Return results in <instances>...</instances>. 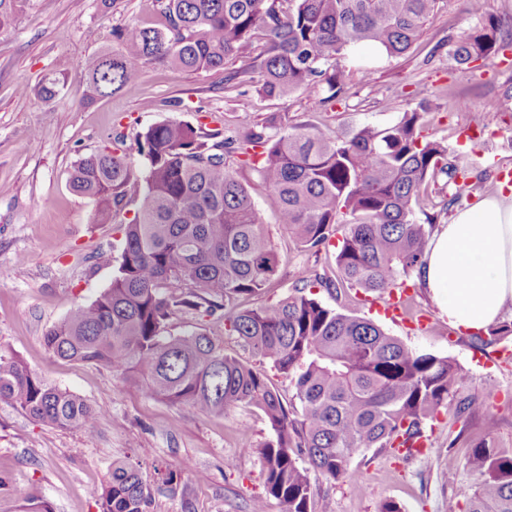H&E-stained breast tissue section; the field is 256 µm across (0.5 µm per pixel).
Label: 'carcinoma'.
<instances>
[{"mask_svg": "<svg viewBox=\"0 0 512 512\" xmlns=\"http://www.w3.org/2000/svg\"><path fill=\"white\" fill-rule=\"evenodd\" d=\"M29 0H0V30ZM439 0H157L162 27L132 25L112 32L121 46L85 70V95L99 100L138 81L149 64L174 70L223 71L240 54L247 65L224 76L271 98L320 87L332 100L347 91L348 52L372 44L389 56L411 49ZM500 48L489 22L466 34L453 57L467 65ZM379 129L365 125L346 137L314 127L282 128L268 118L211 145L190 125L165 120L138 136L140 172L126 154L104 149L77 162L73 191L88 197L103 219L139 200L121 225L123 249L112 282L95 300L79 304L45 336L56 357L103 364L142 391L204 413L237 406L262 411L273 434L259 452L266 494L286 512H317L308 471L339 481L358 454L392 447L400 436H429L440 407L456 399V413L482 411L448 357L415 350L373 321L323 305L305 289L317 285L384 294L422 266L432 228L415 210L429 184L443 174L449 203L468 179L448 147L422 135L428 99ZM258 165L273 195L278 223L304 252L326 247L342 224L336 280L304 268L303 287L259 308L243 307L277 275L282 258L260 224L255 203L226 157ZM224 311L225 331L294 381L285 400L265 373L201 331L173 336L177 311L213 316ZM0 400L38 422L85 432L96 412L13 358L0 355ZM484 412V411H482ZM485 435L470 444L466 465L475 483L448 498L450 512H512V447L496 443V418L484 412ZM99 512H150L152 494L138 467L112 466L109 483L94 492ZM0 512H50L21 486Z\"/></svg>", "mask_w": 512, "mask_h": 512, "instance_id": "obj_1", "label": "carcinoma"}]
</instances>
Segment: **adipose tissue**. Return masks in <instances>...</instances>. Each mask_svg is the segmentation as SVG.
Masks as SVG:
<instances>
[{
  "label": "adipose tissue",
  "mask_w": 512,
  "mask_h": 512,
  "mask_svg": "<svg viewBox=\"0 0 512 512\" xmlns=\"http://www.w3.org/2000/svg\"><path fill=\"white\" fill-rule=\"evenodd\" d=\"M420 277L454 326L494 324L512 303V198L492 195L458 211L430 240Z\"/></svg>",
  "instance_id": "1"
}]
</instances>
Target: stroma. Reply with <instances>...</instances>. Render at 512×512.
Segmentation results:
<instances>
[{"instance_id": "35a3bbf8", "label": "stroma", "mask_w": 512, "mask_h": 512, "mask_svg": "<svg viewBox=\"0 0 512 512\" xmlns=\"http://www.w3.org/2000/svg\"><path fill=\"white\" fill-rule=\"evenodd\" d=\"M491 19L499 24L504 49L457 65V40ZM163 22L157 0H114L107 9L99 0H30L14 25L0 30V355L22 359L98 412L90 431L75 433L42 425L0 401V472L12 484L30 488L50 512H99L92 491L108 484L116 460L140 468L152 490L150 512H252L254 500L265 497L259 447L272 434L256 409L206 414L149 397L107 366L64 361L48 351V329L110 285L121 261L118 229L138 208L130 203L110 222L97 223L94 202L69 188V173L80 158L111 146L118 135L134 141L163 120L239 132L275 114L286 128L311 124L326 133L386 128L416 108L414 92L424 87L430 101L427 138L443 141L449 157L469 164L459 205L449 204L440 177L422 197L425 213L450 223L457 209L500 193L497 171L512 170V0H439L407 54L391 57L372 45L355 48L346 62L349 93L330 103L319 87L271 99L253 88L225 86L220 72L158 65L146 66L135 85L112 97L86 101L82 67L114 47L113 30ZM51 78L59 81L58 93L45 103L35 90ZM459 99L465 108L456 107ZM465 127L483 131L484 140L461 142ZM229 166L249 189L283 257L271 287L252 298L251 306L291 294L302 267L333 274L335 247L317 254L297 251L287 227L276 220L273 198L258 172L235 159ZM406 281L414 288L407 313L429 316L427 330L410 335L386 319L382 328L411 348L453 359L469 378L467 395L496 412V442L512 446V362L498 359L500 348L512 350V337L500 345L476 344L470 331L449 323L416 274ZM167 330L205 332L227 353L262 365L283 396L294 392L290 378L260 364L236 337L225 334L221 318L178 311ZM484 430L482 415L465 421L447 405L427 461H401L373 448L352 461L341 481L310 471L311 489L324 512H378L389 499L403 512H448L449 497L474 482L466 447L456 437L476 440ZM170 469L177 480L168 485L163 477ZM357 477L365 480L359 493L352 487ZM265 499V512H285L278 499Z\"/></svg>"}]
</instances>
